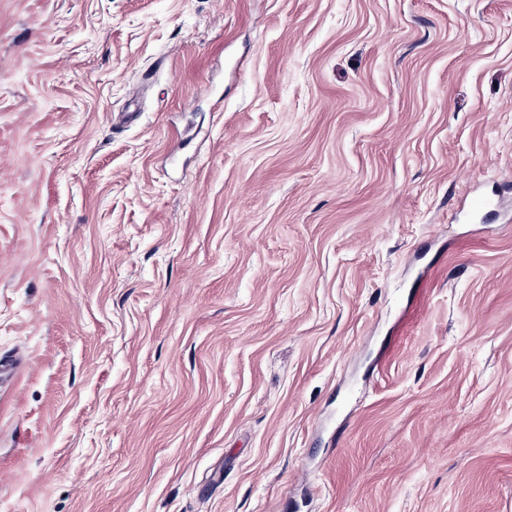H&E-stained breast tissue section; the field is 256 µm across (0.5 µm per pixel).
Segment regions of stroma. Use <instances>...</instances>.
<instances>
[{"instance_id": "obj_1", "label": "stroma", "mask_w": 512, "mask_h": 512, "mask_svg": "<svg viewBox=\"0 0 512 512\" xmlns=\"http://www.w3.org/2000/svg\"><path fill=\"white\" fill-rule=\"evenodd\" d=\"M493 194L512 0H0V512H512Z\"/></svg>"}]
</instances>
